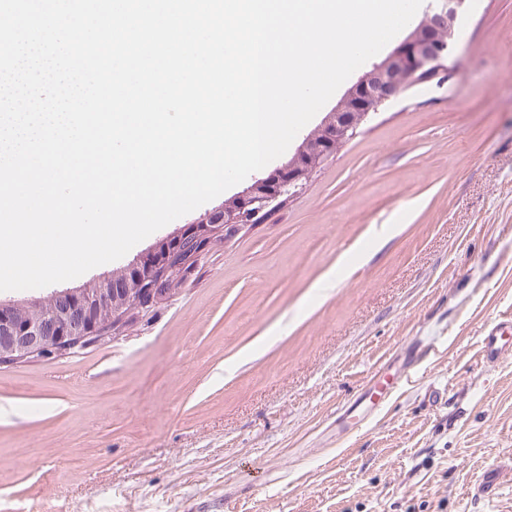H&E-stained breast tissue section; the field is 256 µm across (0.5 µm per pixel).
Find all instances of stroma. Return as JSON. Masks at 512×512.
<instances>
[{
  "instance_id": "1",
  "label": "stroma",
  "mask_w": 512,
  "mask_h": 512,
  "mask_svg": "<svg viewBox=\"0 0 512 512\" xmlns=\"http://www.w3.org/2000/svg\"><path fill=\"white\" fill-rule=\"evenodd\" d=\"M442 66L153 317L0 364V512H512V357L480 353L512 313V0ZM511 319V320H510ZM512 323V317L495 319L488 325L483 337L481 357L483 361L498 363L504 357L512 355L506 342H503L502 333L506 329V323Z\"/></svg>"
}]
</instances>
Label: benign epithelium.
Masks as SVG:
<instances>
[{
	"label": "benign epithelium",
	"instance_id": "benign-epithelium-1",
	"mask_svg": "<svg viewBox=\"0 0 512 512\" xmlns=\"http://www.w3.org/2000/svg\"><path fill=\"white\" fill-rule=\"evenodd\" d=\"M438 0L383 60L364 71L287 162L254 179L203 218L158 239L126 266L79 288L43 297L0 300V363L58 357L119 335L132 313L143 318L164 302L170 284L188 278L213 239L258 224L297 195L386 101L439 76L454 33L456 7Z\"/></svg>",
	"mask_w": 512,
	"mask_h": 512
}]
</instances>
